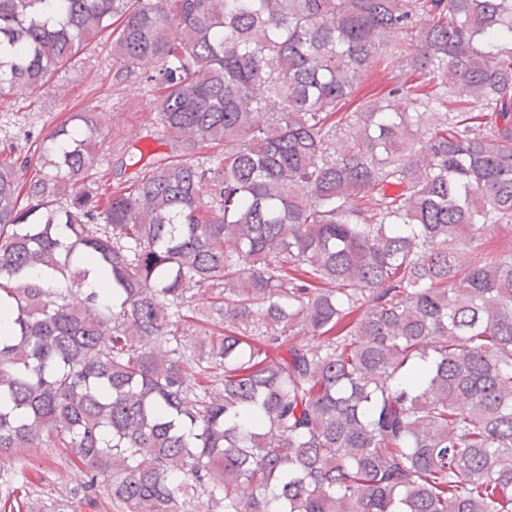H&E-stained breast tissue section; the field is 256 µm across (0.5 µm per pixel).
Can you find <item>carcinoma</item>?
<instances>
[{
    "instance_id": "cac0c4a2",
    "label": "carcinoma",
    "mask_w": 512,
    "mask_h": 512,
    "mask_svg": "<svg viewBox=\"0 0 512 512\" xmlns=\"http://www.w3.org/2000/svg\"><path fill=\"white\" fill-rule=\"evenodd\" d=\"M100 36L205 156L101 192L96 112L0 145V457L124 512H512V0H0V100ZM400 61L390 59L380 60L376 63L368 73L366 80L372 88L381 90L393 84L399 73ZM483 248L491 253L512 251V224H498L483 240Z\"/></svg>"
}]
</instances>
